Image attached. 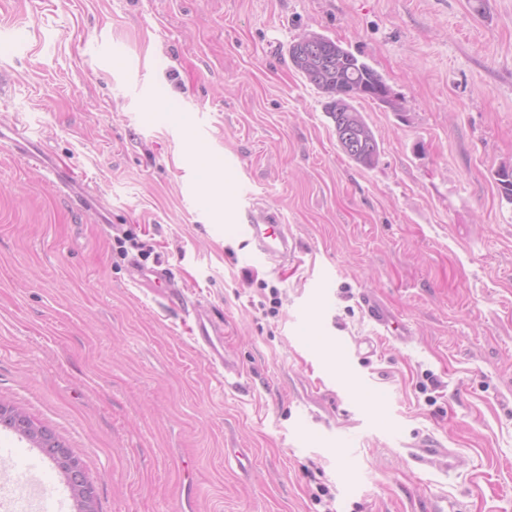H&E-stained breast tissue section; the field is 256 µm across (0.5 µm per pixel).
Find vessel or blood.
<instances>
[{"mask_svg":"<svg viewBox=\"0 0 512 512\" xmlns=\"http://www.w3.org/2000/svg\"><path fill=\"white\" fill-rule=\"evenodd\" d=\"M28 34V27L21 24L1 28L0 54H13L22 50L27 43ZM0 147L39 164L50 175L55 176L59 185L75 194L78 204L83 208L97 207L98 197L85 188L82 175L74 172L59 174L53 161L26 135L15 130L6 133L0 131ZM230 231L245 238L251 246L252 256L263 262L284 260L295 252V240L288 226L279 223L274 214L265 210L249 213L247 222L231 225ZM133 273L134 283L141 288L171 289L175 286L168 268L160 264L151 267L137 264L133 267ZM367 306L372 319L386 335L395 339L402 338L403 332L399 323L377 301L368 300ZM191 334L194 343L205 353L214 371L228 370L229 365L224 356V328L206 310L195 309ZM413 458L417 463L429 465L442 460L453 461L455 455L450 449L426 439L419 442Z\"/></svg>","mask_w":512,"mask_h":512,"instance_id":"b4317fda","label":"vessel or blood"}]
</instances>
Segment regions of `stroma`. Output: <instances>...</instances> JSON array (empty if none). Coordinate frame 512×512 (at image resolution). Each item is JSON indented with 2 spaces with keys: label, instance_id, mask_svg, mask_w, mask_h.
Wrapping results in <instances>:
<instances>
[{
  "label": "stroma",
  "instance_id": "1",
  "mask_svg": "<svg viewBox=\"0 0 512 512\" xmlns=\"http://www.w3.org/2000/svg\"><path fill=\"white\" fill-rule=\"evenodd\" d=\"M19 22L0 129L99 206L0 152V398L64 440L99 512H512V0H0ZM309 31L391 91L354 102L374 167L292 64ZM207 166L222 217L193 201ZM253 209L291 229L281 266L224 230ZM141 241L183 294L132 287ZM198 306L240 376L194 344ZM427 437L453 467L412 460ZM0 147L17 154L20 158L33 161L44 168L52 175L56 182L69 191V194H75L76 201L85 209L98 207V197L96 194L88 191L83 184V175L70 171L64 176L60 175L53 161L41 151L37 143L26 135L12 129L8 134L0 130ZM367 306L372 319L383 329L385 335H389L394 339H402L404 337L402 327L385 312L377 301L368 299Z\"/></svg>",
  "mask_w": 512,
  "mask_h": 512
}]
</instances>
